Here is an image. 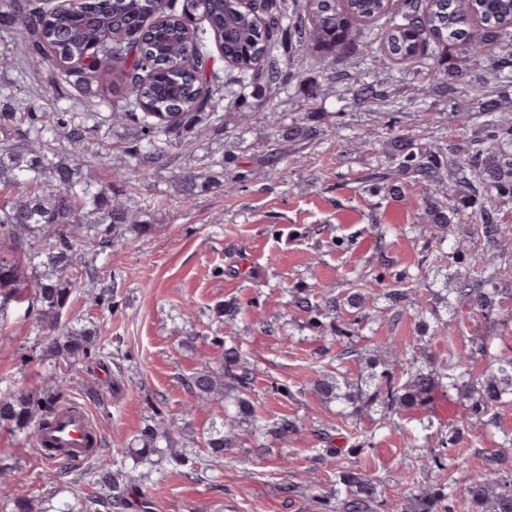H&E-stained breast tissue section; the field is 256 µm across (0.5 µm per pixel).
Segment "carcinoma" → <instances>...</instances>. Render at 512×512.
Returning a JSON list of instances; mask_svg holds the SVG:
<instances>
[{
  "label": "carcinoma",
  "instance_id": "obj_1",
  "mask_svg": "<svg viewBox=\"0 0 512 512\" xmlns=\"http://www.w3.org/2000/svg\"><path fill=\"white\" fill-rule=\"evenodd\" d=\"M299 0H261L264 24L258 26L242 13L234 0H210L207 24L222 32L224 51L239 63L243 74L234 117L240 125L254 120L246 91L284 90L299 74L269 59L279 39L288 38V50L313 49L322 54L320 63L329 78L341 82L347 76L345 63L356 44L350 28L356 17L378 18L389 15L383 33L385 56L391 61L412 63L420 68L426 82L439 84L450 94L468 96L479 90V82L467 67L448 66L429 50V43L454 47L465 58L484 64L487 74L512 81V0H436L427 7L422 0H405V11L389 14V0H317L306 22ZM7 21L18 31L17 52L0 51V60L27 77L40 73L48 61L59 57L67 64L81 60L98 45L97 54L82 69L93 76L103 75L131 62L123 74L127 93L112 105L115 122L133 131L132 145L106 158L112 177L97 184L83 174L80 159L92 144L97 126L89 124L96 116L95 104L80 102L79 112H0V186L10 195L0 197V239L16 246L31 238L24 256L12 261L0 259V312L15 304H27L26 314L34 317L42 335V356L72 364L88 359L92 351L104 354L105 344H97L98 329L93 322L61 327L62 313L81 281L95 279L98 256L112 251L114 238L126 232L141 237L153 225L141 220L143 211L154 207L135 201L140 182L169 172L181 200L188 203L196 195L199 180L214 167H225L223 156L209 158L195 167L181 164L180 154L202 130L196 127L201 114H219L224 107L221 89L206 78V44L198 31L190 30L184 14L175 13L169 0H85L72 11L56 13L34 4V0H0V22ZM137 33L144 50L125 40L113 45L102 41L112 31ZM193 65L185 66L187 60ZM321 90L310 84L303 93L301 109L313 114L318 109ZM354 104L380 118V134L388 146L391 163L372 168L368 181L394 195H405L409 186L426 191L443 185L453 176L454 186L436 197L422 196L418 218L431 227L425 248L435 251L452 224H469L468 238L480 240L503 257L512 254V228L500 222L501 206L512 201V118L505 115L502 99L490 91L482 93L475 107L453 113L450 123L467 131L477 126L487 132V146L465 155L460 144L429 148L421 140L430 135L432 113L422 111L418 129H404L398 113L389 108L388 96L376 82L359 84ZM323 130L294 121L285 126L266 122L265 153L257 168L238 172L224 183L225 191L235 192L259 175L277 169L282 162L285 142L310 143ZM512 278V265L485 264L459 278L452 292L442 298L450 314L469 309L480 318L481 331L475 337L477 351L486 353L512 332V311L498 297L496 281ZM385 282L380 272L360 283L340 301L331 291L314 302L307 290L292 292V305L308 315L307 326L345 343L344 354L357 352L362 318L373 312L394 309L413 296L409 277L398 274L391 287L376 293L373 285ZM354 309L347 318L341 304ZM223 348L222 362L205 366L186 380L190 392L202 401H212L234 392L235 415L214 428L204 447L216 456L238 446L237 431L250 427L253 437L284 438L299 430L296 420L286 418L267 422L256 413L250 399L255 379L253 366L231 340H216ZM395 366L353 381L343 372L320 374L313 391L325 402H334L355 418L376 405L381 409L380 425L392 415L428 409L434 392L443 382L465 397L464 414L438 448L423 455L429 470L445 469L448 449L456 446L465 430L474 423L495 424L498 407L512 402V356L495 357V363L481 376L469 368L471 355L459 353L439 374L407 356V349L391 341ZM58 397L21 391L0 400V423L19 432L44 427L55 416ZM166 432L146 427L141 435L142 450L164 453L160 442ZM500 451L492 454L493 467L477 475L468 487L470 512H512V471L496 467L505 460L503 448H512V434H503ZM125 465L121 448L112 461L92 467L94 483L102 490V506L127 505L125 490L118 482ZM339 483L345 495L336 498V512H369L377 502L380 483L360 472L341 473ZM456 486L450 481L420 485L416 489L418 512H455Z\"/></svg>",
  "mask_w": 512,
  "mask_h": 512
}]
</instances>
